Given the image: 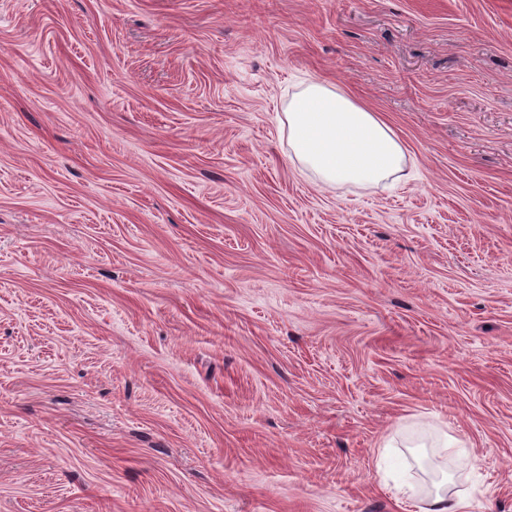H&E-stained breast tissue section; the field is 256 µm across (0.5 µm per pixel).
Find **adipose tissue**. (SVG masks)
I'll return each mask as SVG.
<instances>
[{"instance_id":"1","label":"adipose tissue","mask_w":512,"mask_h":512,"mask_svg":"<svg viewBox=\"0 0 512 512\" xmlns=\"http://www.w3.org/2000/svg\"><path fill=\"white\" fill-rule=\"evenodd\" d=\"M293 158L326 185L374 187L402 173L406 151L378 114L319 82L284 114Z\"/></svg>"}]
</instances>
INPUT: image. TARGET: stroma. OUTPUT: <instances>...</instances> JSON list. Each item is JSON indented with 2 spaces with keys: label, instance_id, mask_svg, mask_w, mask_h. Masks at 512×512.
Masks as SVG:
<instances>
[{
  "label": "stroma",
  "instance_id": "stroma-1",
  "mask_svg": "<svg viewBox=\"0 0 512 512\" xmlns=\"http://www.w3.org/2000/svg\"><path fill=\"white\" fill-rule=\"evenodd\" d=\"M390 439L512 512V0H0V512H417ZM284 117L291 160L325 185L374 187L404 170L395 133L346 93L312 82L292 96Z\"/></svg>",
  "mask_w": 512,
  "mask_h": 512
}]
</instances>
